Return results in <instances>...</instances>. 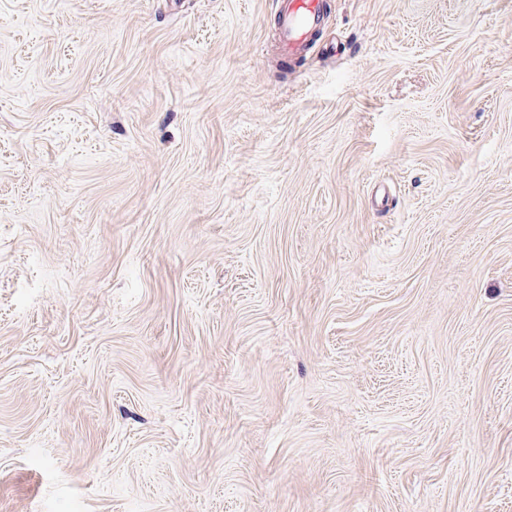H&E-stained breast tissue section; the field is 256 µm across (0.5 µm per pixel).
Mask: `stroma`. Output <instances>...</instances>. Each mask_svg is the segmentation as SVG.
Returning <instances> with one entry per match:
<instances>
[{"label": "stroma", "instance_id": "obj_1", "mask_svg": "<svg viewBox=\"0 0 512 512\" xmlns=\"http://www.w3.org/2000/svg\"><path fill=\"white\" fill-rule=\"evenodd\" d=\"M0 0V512H512V0ZM325 0H277L278 43L281 54L292 59L318 31Z\"/></svg>", "mask_w": 512, "mask_h": 512}]
</instances>
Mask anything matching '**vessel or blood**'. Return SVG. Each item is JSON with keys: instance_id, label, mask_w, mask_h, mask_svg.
<instances>
[{"instance_id": "1", "label": "vessel or blood", "mask_w": 512, "mask_h": 512, "mask_svg": "<svg viewBox=\"0 0 512 512\" xmlns=\"http://www.w3.org/2000/svg\"><path fill=\"white\" fill-rule=\"evenodd\" d=\"M324 0H277L278 43L286 58H294L318 31Z\"/></svg>"}]
</instances>
